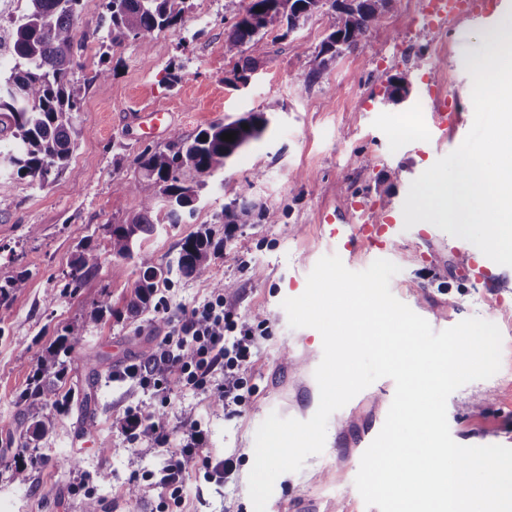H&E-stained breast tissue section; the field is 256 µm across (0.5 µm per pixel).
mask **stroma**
Here are the masks:
<instances>
[{
	"label": "stroma",
	"instance_id": "obj_1",
	"mask_svg": "<svg viewBox=\"0 0 512 512\" xmlns=\"http://www.w3.org/2000/svg\"><path fill=\"white\" fill-rule=\"evenodd\" d=\"M189 3L180 25L156 33L149 47L130 41L116 48V72L97 80L108 29L101 0H83L76 22L85 40L76 72L78 146L43 185L0 171V198L11 202L0 212V282L27 278L25 288L0 305V512H86L85 497L71 492L82 478L94 491L97 512H156L161 489L144 476L159 473L167 455L146 437L132 438L126 420L158 407L176 428L186 421L201 425L204 456L234 463L223 480L192 466L178 512H254L248 476L258 426L273 412L309 419L319 404L314 372L323 355L321 335L291 328L282 302L304 292L320 258L343 251L341 243H329L320 210L336 197L358 195L375 210L396 202L394 215L402 217L411 182L448 153L432 141L425 120L429 83L454 101L464 128L473 124L466 67L485 52L486 24L440 30L422 20L416 0H398L365 45L329 62L322 78L309 83L319 45L336 23L335 14L323 10L289 35H267L257 68L243 84L235 79V59L224 53L232 22L224 0ZM403 71L411 77L410 94L394 103L386 95L387 78ZM150 107L166 109L162 123L144 119ZM250 112L266 114L263 136L223 170L184 174L198 194L194 215L182 224H158L143 244L156 263L172 265L184 238L209 230L208 275L171 273L158 285L153 307L128 313L139 260L112 258L101 228L125 222L146 195L156 197L158 213L167 209L158 187L138 169L137 155ZM120 180L137 183L138 192H114ZM245 184L253 202L275 212L277 221L226 232L222 211ZM33 225L40 229L34 237L28 234ZM454 241L424 222L401 229L384 254L400 268L390 290L434 331L473 317L498 326L499 372L453 392L447 419L458 444L512 447V319L504 315L512 310V267L495 266L493 281L476 282L449 252ZM84 247L100 252V268L80 287H66ZM220 283L229 285L241 319L259 315L265 322L249 369L251 389L236 412L227 413L209 388L173 389L164 406L150 392L113 381V373L162 345L184 310L210 298ZM103 304V318L88 321ZM61 337L68 353L55 386L68 403L45 410L46 431L34 441L21 396ZM394 394V381L383 377L334 412L323 452L276 479L266 512H379L365 505L354 480ZM27 462L34 465L31 477L18 482L15 469ZM132 488L137 497H129Z\"/></svg>",
	"mask_w": 512,
	"mask_h": 512
}]
</instances>
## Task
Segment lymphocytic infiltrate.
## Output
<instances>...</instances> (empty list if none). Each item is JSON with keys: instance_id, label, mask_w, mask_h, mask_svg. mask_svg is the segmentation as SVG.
I'll return each instance as SVG.
<instances>
[{"instance_id": "obj_1", "label": "lymphocytic infiltrate", "mask_w": 512, "mask_h": 512, "mask_svg": "<svg viewBox=\"0 0 512 512\" xmlns=\"http://www.w3.org/2000/svg\"><path fill=\"white\" fill-rule=\"evenodd\" d=\"M258 331V326L236 316L223 293H216L179 319L173 329L174 344L130 364L122 377L156 394L175 385L210 386L224 406L241 405ZM127 428L130 433L147 436L155 447L167 449L159 479L163 490L160 509L168 512L169 507L179 506L188 470L201 454L199 425L183 423L182 444L175 449L170 446L171 431L161 412L131 414Z\"/></svg>"}]
</instances>
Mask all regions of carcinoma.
<instances>
[{"mask_svg": "<svg viewBox=\"0 0 512 512\" xmlns=\"http://www.w3.org/2000/svg\"><path fill=\"white\" fill-rule=\"evenodd\" d=\"M30 8L14 23L10 52L15 65L9 77L0 79V139L10 136L14 148L0 152V169L29 177L45 184L52 173L71 158L81 128L78 123L80 90L74 82L75 71L81 68L74 22L80 14L82 0H29ZM188 0H103L110 20L109 51L100 59L101 68L92 79H106L112 66V49L132 40L148 43L155 32L175 29L181 23ZM397 0H226L225 10L234 14V22L224 30L225 53L239 57L235 79L243 80L256 69L264 50L265 35L274 31L289 34L313 13L327 9L337 13L334 29L321 44V64L336 55L352 51L366 40L380 24L385 13ZM410 75L401 72L388 79V98L396 103L408 93ZM267 127L262 112L224 123L214 122L201 130L193 140L173 138L165 149H144L136 159L142 175L154 180L168 203L165 218L179 224L185 216H193L195 190L185 185L182 175L187 171L212 173L224 168L243 147L260 139ZM235 139H221L225 133ZM252 183L247 181L240 193L224 206V223L229 227L256 224L261 220L274 222L275 213L263 211L248 198ZM159 223L155 199L147 197L140 211L124 224H105L107 246L115 259L138 254L139 279L127 309L137 314L153 303L157 286L167 280L171 267L155 263L142 251ZM212 247L208 231H199L186 238L180 246L177 271L183 276L203 277L209 272L208 257ZM101 256L95 249L85 248L76 257L66 275L67 286L78 287L100 267ZM26 286L20 274L0 284V303ZM67 346L59 341L51 358L37 368L22 401L32 420L31 436H41L46 426L42 420L45 408L57 403L53 379L64 371L60 354Z\"/></svg>", "mask_w": 512, "mask_h": 512, "instance_id": "cac0c4a2", "label": "carcinoma"}]
</instances>
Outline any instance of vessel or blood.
I'll use <instances>...</instances> for the list:
<instances>
[{
	"mask_svg": "<svg viewBox=\"0 0 512 512\" xmlns=\"http://www.w3.org/2000/svg\"><path fill=\"white\" fill-rule=\"evenodd\" d=\"M512 0H426L425 10L431 23L437 27L458 25L466 22H487ZM430 112L426 122L437 145H444L453 135L454 113L448 108V101L440 91L430 95ZM364 205L362 200L351 197L343 200L337 210L325 214L323 221L331 227V236L343 244L346 261H353L360 246L366 245L378 252L388 250L399 238L398 225L392 224L388 216L372 215L361 218ZM476 280H485L489 269L483 256L465 245L453 249Z\"/></svg>",
	"mask_w": 512,
	"mask_h": 512,
	"instance_id": "vessel-or-blood-1",
	"label": "vessel or blood"
}]
</instances>
